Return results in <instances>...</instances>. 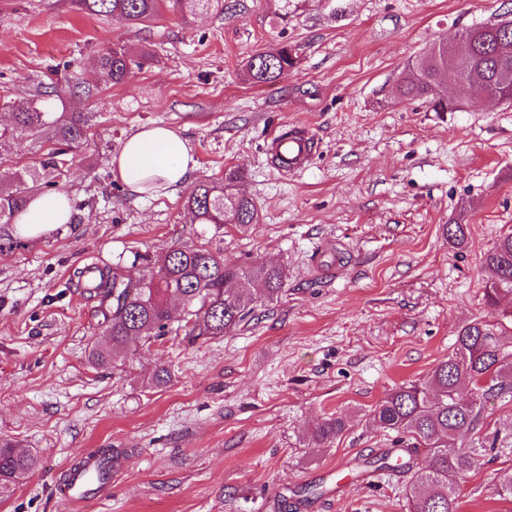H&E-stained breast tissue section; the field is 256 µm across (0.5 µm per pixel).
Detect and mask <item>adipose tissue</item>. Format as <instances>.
<instances>
[{"instance_id":"adipose-tissue-1","label":"adipose tissue","mask_w":512,"mask_h":512,"mask_svg":"<svg viewBox=\"0 0 512 512\" xmlns=\"http://www.w3.org/2000/svg\"><path fill=\"white\" fill-rule=\"evenodd\" d=\"M113 173L133 195L168 192L183 186L195 167L186 140L166 127H149L130 135L113 158ZM67 194L36 195L17 218L28 236L39 237L70 223Z\"/></svg>"}]
</instances>
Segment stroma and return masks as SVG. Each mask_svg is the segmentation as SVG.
<instances>
[{
  "mask_svg": "<svg viewBox=\"0 0 512 512\" xmlns=\"http://www.w3.org/2000/svg\"><path fill=\"white\" fill-rule=\"evenodd\" d=\"M224 0L189 19L166 12L137 28L70 11L62 0H0V94L81 82L68 111L90 112L85 140L61 153L49 135H20L0 153V180L37 168L69 195L73 219L31 238L0 224V442L39 460L0 512H408L404 480L356 472L392 437L369 412L396 386L426 376L462 323L512 314L490 307L485 253L512 230V105L471 94L459 112L396 98L407 63L475 25L512 18V0ZM279 44L296 63L271 83L249 80L250 56ZM149 51L122 84L99 86L103 50ZM165 126L196 166L171 193L134 196L112 158L134 131ZM305 127L318 151L302 171L271 167L273 133ZM256 204L250 231L202 232L184 201L227 170ZM448 224L467 227L465 247ZM227 263L286 269L277 300L227 336L186 327L133 344L114 366L91 363L95 267L138 279L183 244ZM167 370L170 379L155 376ZM330 415L346 427L314 446ZM497 436L457 488L460 512H512L495 489L512 466V398L483 412ZM118 453L112 491L81 506L55 485L92 450Z\"/></svg>",
  "mask_w": 512,
  "mask_h": 512,
  "instance_id": "35a3bbf8",
  "label": "stroma"
}]
</instances>
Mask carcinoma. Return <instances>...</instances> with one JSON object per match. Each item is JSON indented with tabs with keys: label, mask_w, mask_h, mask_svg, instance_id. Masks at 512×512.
Instances as JSON below:
<instances>
[{
	"label": "carcinoma",
	"mask_w": 512,
	"mask_h": 512,
	"mask_svg": "<svg viewBox=\"0 0 512 512\" xmlns=\"http://www.w3.org/2000/svg\"><path fill=\"white\" fill-rule=\"evenodd\" d=\"M70 10L86 15H119L134 26L145 25L168 11L186 19L223 0H66ZM463 31L458 55L436 44L430 45L411 64L408 76L397 82L398 98L421 101L432 112H456V104L439 94L442 82L456 80L457 99H462L466 78L474 75L488 96L504 94L502 80L512 78V25L497 22L480 26V34L467 39ZM132 55L126 48L101 53L96 60L100 81L105 85L123 83L130 74ZM295 64L286 45L255 53L247 61L251 81L267 83L278 79ZM61 90L38 89L26 104L17 106L13 123L0 129V144L22 134L49 131L67 147L78 146L86 136L91 115L64 112ZM241 171L225 174L221 183L196 186L186 201L195 223L221 231L230 226L248 231L258 221L254 202L230 192ZM39 174L28 170L12 182H0V222L23 211ZM448 242L461 247L467 240L466 225L448 224ZM146 273L136 282L125 281L116 271L91 278L87 287L100 298L98 325L103 343L93 348L91 361L98 366L111 363L129 343L144 337L168 334L173 319L171 301L180 300L192 323L194 336H226L256 308L258 298L237 287L249 279L263 291L265 300L278 297L286 281L280 267L257 264L240 269L224 263V254L204 245L173 248L154 259H145ZM491 272L485 288L487 302L494 306L502 294L512 295V232L500 236L484 255ZM507 332L503 324L476 318L457 331L454 347L423 381L402 384L376 405L372 421L394 434L392 448L362 460V466L391 470L407 477L404 497L409 512H459L456 485L482 465L480 449L495 447L497 438L482 433L481 413L491 399L512 395V352H505ZM467 386L471 398H460ZM345 428L340 417H326L310 432L309 443L324 444ZM424 449L429 463L419 467L414 454ZM38 458L16 451L8 442L0 444V497L7 495L18 479L36 470ZM499 496L512 500V468L496 472Z\"/></svg>",
	"instance_id": "carcinoma-1"
}]
</instances>
